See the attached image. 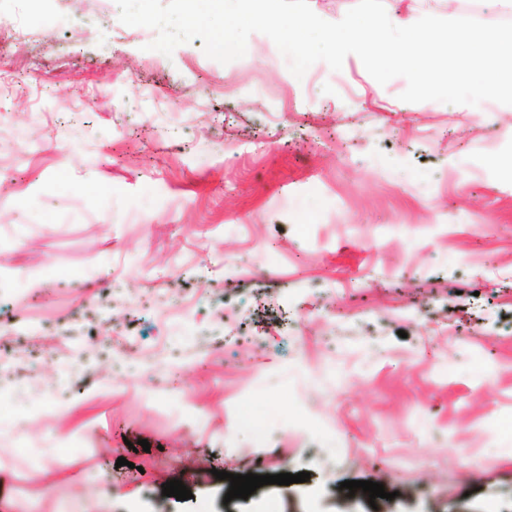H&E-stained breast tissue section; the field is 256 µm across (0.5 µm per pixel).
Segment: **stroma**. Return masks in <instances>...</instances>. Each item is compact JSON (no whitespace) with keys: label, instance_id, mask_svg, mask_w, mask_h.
<instances>
[{"label":"stroma","instance_id":"35a3bbf8","mask_svg":"<svg viewBox=\"0 0 512 512\" xmlns=\"http://www.w3.org/2000/svg\"><path fill=\"white\" fill-rule=\"evenodd\" d=\"M118 14L0 0V512H512V112Z\"/></svg>","mask_w":512,"mask_h":512}]
</instances>
